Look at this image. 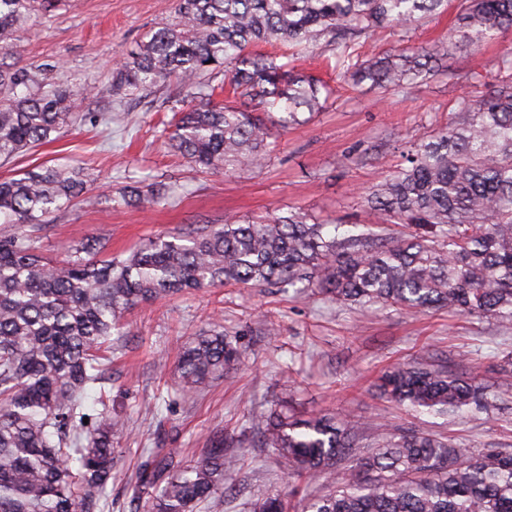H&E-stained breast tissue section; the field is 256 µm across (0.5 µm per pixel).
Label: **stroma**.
<instances>
[{
  "mask_svg": "<svg viewBox=\"0 0 512 512\" xmlns=\"http://www.w3.org/2000/svg\"><path fill=\"white\" fill-rule=\"evenodd\" d=\"M175 6L176 0H61L53 13L13 36V63L35 72L42 88L91 90L79 105V120L56 141L0 164V178L41 163H81L97 176L93 204L75 202L41 225V247L51 259L100 234L118 255L159 234L291 207L315 221L372 224L367 197L401 163L406 146L445 122L458 96L492 94L498 85L493 64L512 56L507 32L475 51L458 48L445 71L413 92L370 91L338 80L329 66L335 48L320 42L298 66L331 86L327 108L278 135L264 167L200 173L163 136L171 107L195 105L190 93L174 84L133 94L111 87L113 63L171 20ZM104 113L111 123L101 122ZM138 180L176 193L158 207L124 205L121 188ZM128 320L126 333L113 337L104 352L108 404L94 391L86 399L91 417L106 412L126 422L113 440L121 455L100 512H148L147 499H135L132 490L138 465L173 448L197 459L216 434L242 441L246 457L225 481L224 512H249L254 497L287 491L275 454L251 447L249 427L252 415L284 401L299 416L335 412L415 427L469 447L512 448V393L499 388L512 329L493 319L444 310L366 312L319 295L228 285L141 304ZM217 323L244 346L239 370L201 390L182 391L177 363L185 343ZM423 358L476 377L496 396L497 409L451 421L410 413L379 396L374 383L384 369Z\"/></svg>",
  "mask_w": 512,
  "mask_h": 512,
  "instance_id": "35a3bbf8",
  "label": "stroma"
}]
</instances>
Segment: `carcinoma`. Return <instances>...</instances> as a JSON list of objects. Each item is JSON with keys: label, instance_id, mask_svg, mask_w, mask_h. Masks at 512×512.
I'll use <instances>...</instances> for the list:
<instances>
[{"label": "carcinoma", "instance_id": "obj_1", "mask_svg": "<svg viewBox=\"0 0 512 512\" xmlns=\"http://www.w3.org/2000/svg\"><path fill=\"white\" fill-rule=\"evenodd\" d=\"M57 0H0V39ZM448 0H177L175 17L112 69V88L135 92L172 82L200 103L174 112L166 144L198 171L260 166L275 148L272 128L303 122L331 89L290 59L259 53L286 42L297 55L327 39L337 77L373 89L414 90L437 72L456 43L477 46L512 30V0H458L446 41L402 47L370 59L355 41L384 26L400 37ZM0 46V161L55 140L85 88L36 89L34 76L4 62ZM222 75L240 102L211 103ZM405 164L368 196L380 224L410 231L339 233L308 223L299 209L252 220L197 226L112 255L97 236L47 259L25 227L87 193L82 167L41 164L0 180V512H98L112 481L124 422L103 413L86 425V392L102 379L97 352L122 333L134 307L215 285L311 291L343 305L448 310L512 328V83L489 96L457 98L448 121L414 141ZM170 188L133 183L121 200L160 205ZM238 339L220 325L188 342L178 371L184 390L234 373ZM380 395L420 413L489 414L495 400L476 378L431 361L395 365ZM258 447L272 449L289 478L323 480L326 493L301 512H512V449L467 448L415 428L395 430L316 412L295 417L284 403L250 418ZM234 439L216 438L199 459L173 450L146 460L134 494L150 512H222L226 476L243 463ZM250 512H288L279 494Z\"/></svg>", "mask_w": 512, "mask_h": 512}]
</instances>
